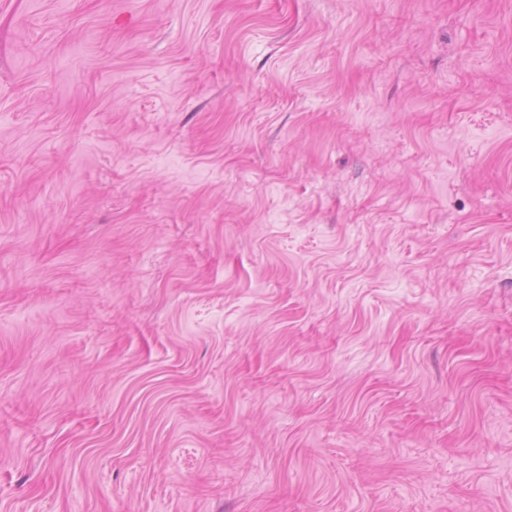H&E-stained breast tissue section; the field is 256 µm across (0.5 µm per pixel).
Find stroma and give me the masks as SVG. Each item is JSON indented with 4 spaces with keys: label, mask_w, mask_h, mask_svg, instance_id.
<instances>
[{
    "label": "stroma",
    "mask_w": 512,
    "mask_h": 512,
    "mask_svg": "<svg viewBox=\"0 0 512 512\" xmlns=\"http://www.w3.org/2000/svg\"><path fill=\"white\" fill-rule=\"evenodd\" d=\"M0 512H512V0H0Z\"/></svg>",
    "instance_id": "stroma-1"
}]
</instances>
